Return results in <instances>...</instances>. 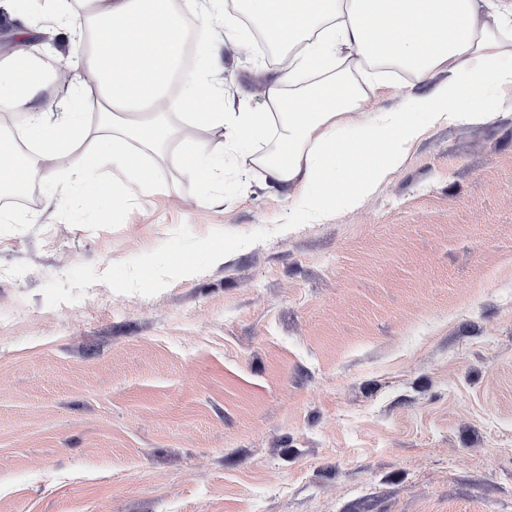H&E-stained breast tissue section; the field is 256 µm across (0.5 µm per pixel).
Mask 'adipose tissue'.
Instances as JSON below:
<instances>
[{"label": "adipose tissue", "mask_w": 512, "mask_h": 512, "mask_svg": "<svg viewBox=\"0 0 512 512\" xmlns=\"http://www.w3.org/2000/svg\"><path fill=\"white\" fill-rule=\"evenodd\" d=\"M222 5L83 0L75 9L68 0H43L47 24L36 31L16 0H0V23L19 37L11 55L0 57V108L27 114L24 133L33 146L25 152L0 139V196L21 194L34 180L56 187L64 173L65 192L93 206L101 199L97 169L109 161L124 176L113 201L148 198L156 179L133 160V144L178 142L191 168L214 181L223 178L225 159L272 133L278 147L259 163L272 186L318 218L359 207L428 128L491 121L512 95V0H244L245 13L284 56L268 87L269 111L224 113L214 78L223 40L206 36L200 65L175 72L186 14L206 26ZM37 55L56 56L66 73L80 64L72 109L54 110L39 97L42 70L20 74L17 59ZM342 57L387 62L422 82L437 73L444 79L408 111L364 112L359 85L333 69ZM92 101L110 134L90 137L85 110ZM164 101L184 111L182 126L164 119ZM215 134L221 146L213 145Z\"/></svg>", "instance_id": "1"}]
</instances>
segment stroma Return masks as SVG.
<instances>
[{"label": "stroma", "instance_id": "35a3bbf8", "mask_svg": "<svg viewBox=\"0 0 512 512\" xmlns=\"http://www.w3.org/2000/svg\"><path fill=\"white\" fill-rule=\"evenodd\" d=\"M276 69L241 27L225 111ZM356 76L368 112L431 89ZM275 146L220 183L137 148L157 190L113 207L0 200V512H512V110L321 219Z\"/></svg>", "mask_w": 512, "mask_h": 512}]
</instances>
